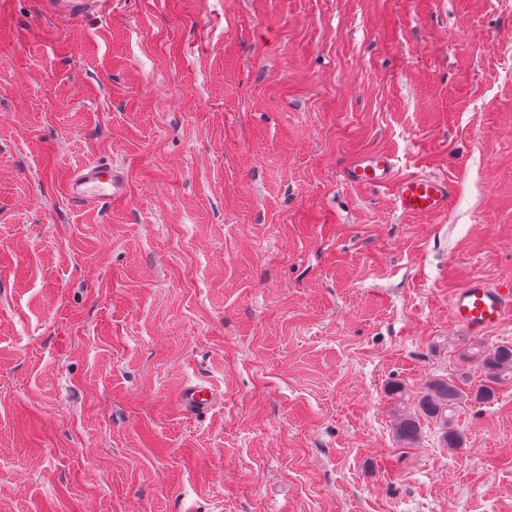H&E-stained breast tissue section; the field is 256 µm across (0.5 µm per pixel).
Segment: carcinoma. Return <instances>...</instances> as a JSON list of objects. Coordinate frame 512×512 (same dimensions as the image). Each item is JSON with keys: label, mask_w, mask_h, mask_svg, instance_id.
<instances>
[{"label": "carcinoma", "mask_w": 512, "mask_h": 512, "mask_svg": "<svg viewBox=\"0 0 512 512\" xmlns=\"http://www.w3.org/2000/svg\"><path fill=\"white\" fill-rule=\"evenodd\" d=\"M462 362L481 369V379L470 381L468 370L432 377L424 382L416 408L401 411L394 422V433L405 447L416 444L422 435L421 420L434 421L441 427L443 445L454 450L463 446V435L456 426V415L469 404H482L496 398L499 387L512 383V345L487 348L472 344L461 356Z\"/></svg>", "instance_id": "1"}]
</instances>
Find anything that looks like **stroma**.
Instances as JSON below:
<instances>
[{"instance_id":"1","label":"stroma","mask_w":512,"mask_h":512,"mask_svg":"<svg viewBox=\"0 0 512 512\" xmlns=\"http://www.w3.org/2000/svg\"><path fill=\"white\" fill-rule=\"evenodd\" d=\"M451 178L406 215L346 182ZM109 162L127 199L80 206ZM512 281V0H0V512H512V385L403 447ZM217 393L200 419L182 388ZM111 0H47L48 12L72 22L103 12ZM396 164L391 155L377 153L355 159L345 172L350 183L392 187L399 209L406 214L431 215L445 212L454 193V183L435 175L395 178ZM125 192L122 170L111 164L92 162L79 167L66 187V194L75 202L86 205L111 203ZM450 310L454 321L469 335L482 336L511 317L512 286L475 276L454 291Z\"/></svg>"}]
</instances>
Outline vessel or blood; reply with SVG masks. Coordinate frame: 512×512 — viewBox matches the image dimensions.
Wrapping results in <instances>:
<instances>
[{"label": "vessel or blood", "mask_w": 512, "mask_h": 512, "mask_svg": "<svg viewBox=\"0 0 512 512\" xmlns=\"http://www.w3.org/2000/svg\"><path fill=\"white\" fill-rule=\"evenodd\" d=\"M110 0H46L49 13L77 22L103 12ZM396 164L391 155L377 153L355 159L345 172L350 183L393 188L399 209L406 214L431 215L448 209L454 193L450 179L435 175L395 176ZM125 176L112 165L92 162L79 167L66 187L73 201L85 204L109 203L123 196ZM454 321L469 335L481 336L512 317V285L493 284L480 276L468 280L454 291L450 300ZM214 390L202 383L184 387L181 410L197 416L215 404Z\"/></svg>", "instance_id": "obj_1"}]
</instances>
